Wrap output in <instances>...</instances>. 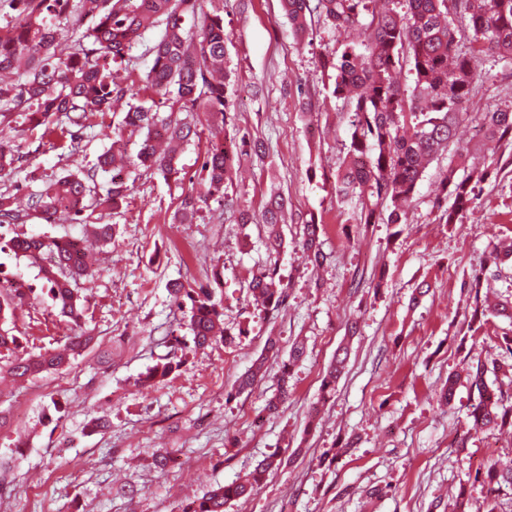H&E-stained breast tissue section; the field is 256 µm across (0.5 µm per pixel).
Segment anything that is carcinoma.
I'll list each match as a JSON object with an SVG mask.
<instances>
[{"instance_id":"carcinoma-1","label":"carcinoma","mask_w":512,"mask_h":512,"mask_svg":"<svg viewBox=\"0 0 512 512\" xmlns=\"http://www.w3.org/2000/svg\"><path fill=\"white\" fill-rule=\"evenodd\" d=\"M206 0H9L16 15L0 25V178H9L22 161L15 137L40 133L70 139L76 149L79 136L72 128L89 127L90 117L109 112L112 102L133 100L122 127L142 135L135 154L121 140L97 157L86 171H66L42 188L29 193L25 210L14 207V195L0 191V227L38 220L56 223L59 213L73 216L90 228L107 246L116 225L105 217L126 201L131 170L157 173L165 180L183 181L176 166L180 148L202 138L209 130L199 179L205 193L191 187L182 192L175 220L191 221L207 199L224 198L232 180L235 159L252 151L263 155L262 144L246 137L219 136L226 125L227 100L224 55L228 34L224 17L205 10ZM294 37L308 34L309 19L318 16L337 28L356 33L339 57L324 56L321 67L330 72L332 95L351 106V142L346 159L336 173V196L357 201L362 224H405L418 185L431 161L456 137L466 122L475 124L481 140L475 150L490 159L479 169L469 164V151L455 154L441 181L443 195L437 203L453 198L441 210L439 220L460 224L471 210L476 189L491 175L490 168L512 164L499 153L502 144L512 145V109L468 112L476 83L482 77L486 57L512 67V0H280ZM464 19L473 31L468 51L457 48L456 19ZM164 23V30L145 53L153 57L145 74L144 90L151 92L150 105L141 102L140 91L114 79L108 62L122 63L144 32ZM405 70L413 85L404 89L394 74ZM108 175L105 186L98 173ZM287 200L270 196L262 210V224L272 254L278 256L288 243L279 227ZM322 225L315 219L299 225V243L316 267L326 262L321 250ZM76 236L64 233L20 234L5 247L17 258L40 265L42 293L59 316L70 324L72 334L64 343L39 354L26 352L16 335L17 310L34 289L0 270V376L15 382L29 381L41 373L58 371L95 344L86 326V291L96 278L88 257L71 249ZM512 239L495 248L489 265L472 275L468 288L473 299L470 325H483L488 316L512 320V301L490 300L489 278L509 268ZM248 290L261 311L279 310L288 298L279 276L278 261L259 269ZM168 292L184 312L191 342L172 336L170 350L151 367L141 383L147 387L164 380L186 361L189 351L214 343L226 346L235 334L224 327V306L214 289L190 281L175 280ZM11 322L6 328L4 323ZM505 356L453 371L439 393L451 404L460 386L477 394L469 414L467 432L512 429V406L504 403L502 387L488 382L487 375L512 371V336L503 337ZM278 339L268 337L264 352L237 380L236 394H250L267 374V362L278 356ZM306 354V345H290L288 361L276 376V391L265 400L263 411L279 413L290 396L292 368ZM349 347L336 350L322 377L323 395H330L346 372ZM288 459L274 452L252 471L229 484L211 487L202 496L188 499L179 512H224L227 504L250 497L267 477L286 467ZM488 512H495L506 489L512 491V465L490 461L484 468Z\"/></svg>"}]
</instances>
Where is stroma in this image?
Here are the masks:
<instances>
[{
  "label": "stroma",
  "mask_w": 512,
  "mask_h": 512,
  "mask_svg": "<svg viewBox=\"0 0 512 512\" xmlns=\"http://www.w3.org/2000/svg\"><path fill=\"white\" fill-rule=\"evenodd\" d=\"M207 8L223 15L230 35L228 116L235 129L263 143L265 155L241 157L226 203L210 201L190 224L174 219L181 194L175 182L136 175L127 205L110 218L116 235L99 256L88 293L87 325L99 351L0 399V457L12 468L0 512H175L180 502L245 475L269 454L295 448L300 454L288 467L226 512H433L436 501L451 502L463 484L469 512H484L475 475L488 460L512 459V435L466 436L475 395L458 388L448 407L437 394L449 372L492 357L512 336V321L503 318L469 330L466 288L498 242L512 238V165L481 184L463 223H442L434 205L448 152L426 170L406 224L361 223L358 207L334 194L351 114L332 97L318 66L319 55L341 52L349 34L316 20L307 41L297 42L279 0H207ZM482 70L471 111L511 107L512 69L489 59ZM122 117L119 111L91 117L75 153L54 136L23 137L17 179L25 189L17 204L26 206L28 191L62 170L92 166ZM274 191L288 201L285 236L318 220L331 260L313 268L299 246L289 245L280 256L288 299L267 316L247 284L268 261L261 211ZM237 210L250 223H236ZM217 264L224 268V325L245 328V335L229 348L190 353L164 382L139 386L183 320L168 282L184 276L207 283ZM423 282L429 294L410 307ZM351 318L358 334L347 373L317 428L309 429V409ZM18 323L34 353L70 333L38 291L19 309ZM271 335L285 348L305 339L307 353L293 369L292 394L279 415L258 426L280 360H269V376L252 394H235L234 385ZM103 350L111 361L100 362ZM100 417L108 428L90 431ZM353 435L359 441L351 453L319 465L320 456ZM161 448L178 458L164 475L150 465ZM117 483L134 487L135 496H116ZM371 486L385 488V496L366 497Z\"/></svg>",
  "instance_id": "obj_1"
}]
</instances>
